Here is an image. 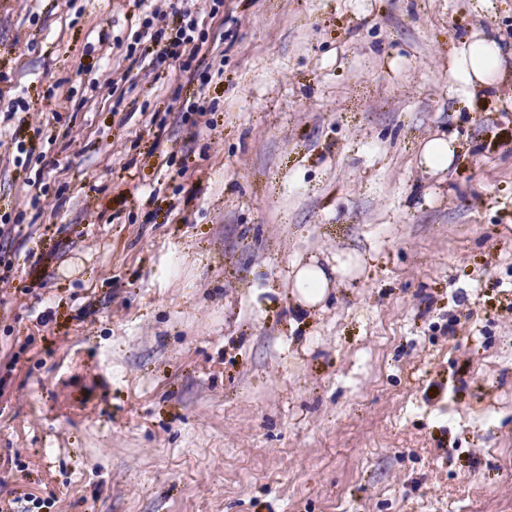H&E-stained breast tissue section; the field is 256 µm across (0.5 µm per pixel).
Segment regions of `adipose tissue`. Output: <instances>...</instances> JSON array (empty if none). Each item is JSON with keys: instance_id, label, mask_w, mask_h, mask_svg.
Listing matches in <instances>:
<instances>
[{"instance_id": "adipose-tissue-1", "label": "adipose tissue", "mask_w": 512, "mask_h": 512, "mask_svg": "<svg viewBox=\"0 0 512 512\" xmlns=\"http://www.w3.org/2000/svg\"><path fill=\"white\" fill-rule=\"evenodd\" d=\"M505 55L500 43L493 37H475L465 41L458 50L450 69L448 80L458 96H469L473 90L487 91L496 88L504 69ZM351 260L336 256L329 267H322L317 260L298 266L291 284L292 292L303 307H316L324 300L334 281L350 272Z\"/></svg>"}]
</instances>
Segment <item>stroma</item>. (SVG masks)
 Wrapping results in <instances>:
<instances>
[{"label":"stroma","mask_w":512,"mask_h":512,"mask_svg":"<svg viewBox=\"0 0 512 512\" xmlns=\"http://www.w3.org/2000/svg\"><path fill=\"white\" fill-rule=\"evenodd\" d=\"M183 7L0 0V512H512V0ZM144 34L146 35L144 36ZM144 34L142 37L149 36V40L157 48L153 52L155 55L153 60L156 61H160L161 59H166L168 57L178 58L187 50L188 45L193 44L194 42V36L187 34L184 29L178 31L175 38H166L165 31L163 29H158L151 33L147 31L146 33L144 32ZM504 59L500 43L491 36L464 40L448 75L452 89L461 97L475 89H495L502 77ZM456 153V141L453 137H435L423 144L421 164L435 171H445L452 164ZM351 260L349 254L336 255V264L329 265L328 270L320 266L316 259L300 264L291 284L297 302L304 308H315L327 296L333 280H341L349 274Z\"/></svg>","instance_id":"obj_1"}]
</instances>
